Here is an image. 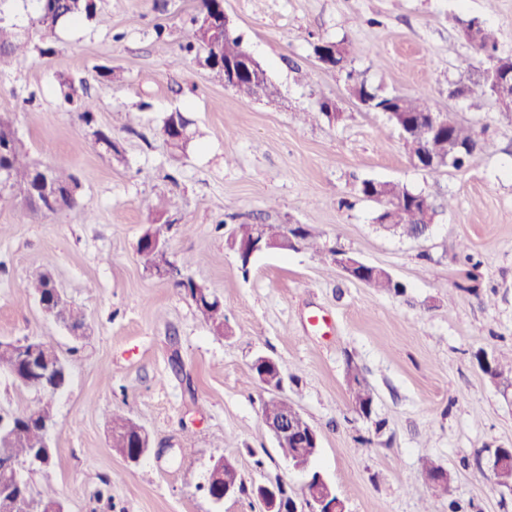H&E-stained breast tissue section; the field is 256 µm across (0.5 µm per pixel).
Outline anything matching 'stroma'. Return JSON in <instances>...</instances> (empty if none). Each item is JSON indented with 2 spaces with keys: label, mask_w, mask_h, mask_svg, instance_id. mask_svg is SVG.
Listing matches in <instances>:
<instances>
[{
  "label": "stroma",
  "mask_w": 512,
  "mask_h": 512,
  "mask_svg": "<svg viewBox=\"0 0 512 512\" xmlns=\"http://www.w3.org/2000/svg\"><path fill=\"white\" fill-rule=\"evenodd\" d=\"M29 0H0L35 49L0 71V113L31 157L65 167L80 205L54 215L0 200V340L39 338L71 364L55 398L52 485L66 512H260L248 492L215 508L213 459L238 463L245 485L305 478L265 427L268 393L253 370L278 361L285 392L320 437L314 466L346 512H512V493L478 469L485 448H512V401L482 374L478 351L512 349V117L476 90L485 60L460 36L476 18L512 54V0H224L274 99H241L183 51L196 0H97L105 23L44 35ZM348 41L359 78L383 94L428 92L436 111L483 128L494 146L460 169L415 168L398 130L351 98L344 72L313 47ZM122 69L121 81L96 69ZM84 83L95 122L62 104L60 77ZM472 85L462 98L455 84ZM338 120L302 121L322 99ZM191 121L182 149L162 133L169 113ZM111 131L115 153L96 143ZM362 180L393 181L444 204L427 238L379 227L380 206L356 195ZM178 197L167 231L174 260L224 303L233 333L214 335L172 281L146 272L137 244L158 216L145 201ZM303 224L322 253L266 251L249 273L225 241L238 224ZM343 249L388 271L405 292L368 288L326 262ZM50 272L85 315L74 340L22 286ZM375 393V414L354 412L346 368ZM144 426L151 451L113 455L114 411ZM454 475L433 494L422 457Z\"/></svg>",
  "instance_id": "stroma-1"
}]
</instances>
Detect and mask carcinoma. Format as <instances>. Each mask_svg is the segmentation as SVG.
Segmentation results:
<instances>
[{"mask_svg":"<svg viewBox=\"0 0 512 512\" xmlns=\"http://www.w3.org/2000/svg\"><path fill=\"white\" fill-rule=\"evenodd\" d=\"M57 2L61 9L58 16L44 21L42 25L38 23L37 16L30 18L31 23L47 35L53 34L64 20L78 23L85 17L98 19L96 12L90 15L85 13L82 0H57ZM183 48L188 52L208 53L226 64L242 62L247 55L242 35L238 34L233 27L225 29L217 38L210 29L195 24L193 20L184 32ZM28 52L29 42L16 25L0 24V71ZM346 77L351 81L360 100L368 104V110L384 114L388 121L400 130L407 153L418 155L426 151L433 153L439 159L436 165L426 169L428 173L436 174L447 167L445 159L448 157V138L450 137L463 144L470 143L481 152L493 147V143L482 137L476 127L464 125L457 120L439 132H432L422 122L424 114L433 111L429 97L422 92L412 95H383L372 89L365 80L354 77L351 70L346 71ZM61 85L67 88L63 94L64 103L79 112L82 121L88 125L91 124L94 121L93 101L84 88L75 87L73 81L66 78L61 80ZM231 89L244 99H250L259 94L267 97L277 94V89L265 76L260 79L243 78L232 85ZM1 167L9 170L11 178L9 189L12 191L15 189L22 192L37 190L39 182L44 179L57 186L77 188L76 179L71 173L59 167L42 168L39 162L32 159L24 148L19 146L13 122L4 113H0ZM357 192L364 197L372 194L386 196L391 202V207L385 214L378 215L377 219L388 218L383 228L403 236H411L419 225L424 223L425 211L436 213L428 197L400 183L363 180L357 186ZM288 231L301 238L303 248L320 250L317 237L303 226L290 228L286 224H239L231 236L239 243H249L262 236L276 238ZM367 285L377 291L394 295L405 292L404 285L393 280L389 275L379 272L368 275ZM24 291L32 296H44L48 292L44 273L39 272L28 277ZM18 369L17 355L10 349H0V374L11 375ZM484 373L502 393H508L512 389V354L494 353ZM346 378L351 402L356 412L363 417H371L374 413L373 390L357 366L351 362L347 365ZM52 409H54L53 401L48 398L40 406L36 405L14 414V419L21 424L14 446L10 449L16 464L28 469L39 454L55 455L54 449L43 447L42 423L53 415ZM287 410H291V402L273 398L265 400L261 408L262 414L274 418ZM112 431L119 434L118 438L112 440V452L124 458L132 452V444L139 439L141 426L125 414L114 412L112 413ZM0 486L5 489L20 487L24 499L28 501L34 498L40 501L57 498L56 490L50 486L44 487L37 493L32 492L27 476L20 483H15L11 471L7 469H0Z\"/></svg>","mask_w":512,"mask_h":512,"instance_id":"carcinoma-1","label":"carcinoma"}]
</instances>
